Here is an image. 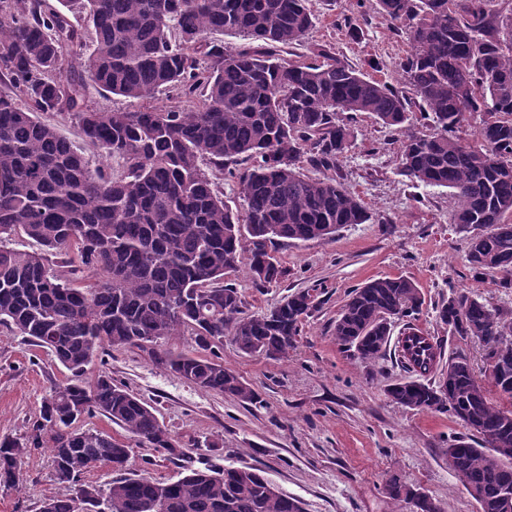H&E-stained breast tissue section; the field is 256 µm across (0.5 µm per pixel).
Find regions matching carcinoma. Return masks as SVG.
Wrapping results in <instances>:
<instances>
[{
  "label": "carcinoma",
  "mask_w": 512,
  "mask_h": 512,
  "mask_svg": "<svg viewBox=\"0 0 512 512\" xmlns=\"http://www.w3.org/2000/svg\"><path fill=\"white\" fill-rule=\"evenodd\" d=\"M13 2L9 20L0 21V326L51 352L71 377L50 388L22 436L0 442V485L16 486L29 449L48 448L53 481L73 493L45 496L39 512H304L260 469L194 467L191 449L153 406L107 372L84 378L85 368L106 346L147 348L207 392L258 400L224 368V337L246 354L285 357L316 296L298 291L246 315L243 294L224 275L247 255L253 282L276 284L286 269L268 251L273 239H327L369 221L340 182L303 173L305 163L335 168L350 146L354 131L336 120L339 113L365 115L400 135L401 175L449 190L472 269L512 288V14H502L497 0H377L407 36L400 69L409 100L323 44L288 61L283 53L314 25L309 0ZM76 12L92 25L89 42L69 20ZM217 32L252 45L228 50L205 39ZM67 55L65 76L57 64ZM89 80L131 100L167 90L189 108L88 109ZM44 112L72 116L85 144L118 169L91 167L41 120ZM469 112L483 113L477 146L457 135ZM428 122L433 134L414 131ZM229 164L240 211L208 172ZM16 235L38 249L5 245ZM86 271L96 280L77 283ZM423 303L403 276L372 279L349 293L334 322L336 342L371 364L390 344L387 324L408 319L399 362L409 377L385 395L474 431L477 439L448 445L449 467L479 512H504L512 410L495 405L463 351L448 356V393L430 382L442 345L411 326ZM437 313L453 335L483 344L491 386L512 398V309H491L462 290ZM173 336L190 337L192 350L162 348ZM94 414L125 438L78 426ZM131 441L181 465L180 476L162 482L128 469ZM97 464L116 477L104 486L81 482ZM387 491L412 512H442L418 486L394 478Z\"/></svg>",
  "instance_id": "1"
}]
</instances>
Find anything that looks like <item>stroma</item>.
I'll list each match as a JSON object with an SVG mask.
<instances>
[{
    "instance_id": "35a3bbf8",
    "label": "stroma",
    "mask_w": 512,
    "mask_h": 512,
    "mask_svg": "<svg viewBox=\"0 0 512 512\" xmlns=\"http://www.w3.org/2000/svg\"><path fill=\"white\" fill-rule=\"evenodd\" d=\"M309 6L315 26L289 48L288 59L324 44L361 71L377 67L380 78L411 96L399 69L409 50L406 34L375 0H310ZM351 126V145L329 175L362 200L370 221L347 225L328 240L275 241L271 250L287 270L279 283L257 286L243 269L227 277L241 290L248 315L304 289L315 290L319 301L286 357L248 355L225 341V368L255 389L259 404L204 391L136 347L99 353L85 375L110 372L155 408L172 435L195 445L199 462L261 469L281 492L300 500L305 512H410L385 490L394 476L421 487L443 512H477L444 454L467 428L446 414L391 403L386 386L405 376L395 349L364 364L336 343L333 322L353 288L403 276L424 298L417 326L442 340L446 355L464 350L479 368L481 345L451 335L436 308L458 290L491 307L512 308V288L474 275L467 239L451 222L448 189L413 184L400 174L396 133L363 116ZM446 355L438 373L448 370ZM69 376L50 352L0 329V440L21 436L46 392ZM49 493L65 496L69 489L53 482L49 449L31 450L18 485L0 487V512H38Z\"/></svg>"
}]
</instances>
